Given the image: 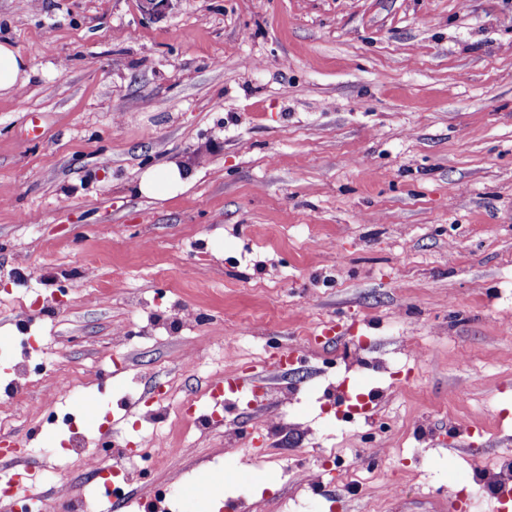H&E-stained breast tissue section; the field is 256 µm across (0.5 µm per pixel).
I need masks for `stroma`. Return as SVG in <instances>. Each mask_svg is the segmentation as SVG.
Here are the masks:
<instances>
[{
    "instance_id": "stroma-1",
    "label": "stroma",
    "mask_w": 512,
    "mask_h": 512,
    "mask_svg": "<svg viewBox=\"0 0 512 512\" xmlns=\"http://www.w3.org/2000/svg\"><path fill=\"white\" fill-rule=\"evenodd\" d=\"M0 39L33 69L0 97V337L53 351L22 386L0 354V441L42 499L63 459L93 487L47 422L65 375L88 446L164 417L125 488L177 483L156 512H512V0H0ZM169 163L189 188L141 194ZM232 365L292 405L213 411Z\"/></svg>"
}]
</instances>
